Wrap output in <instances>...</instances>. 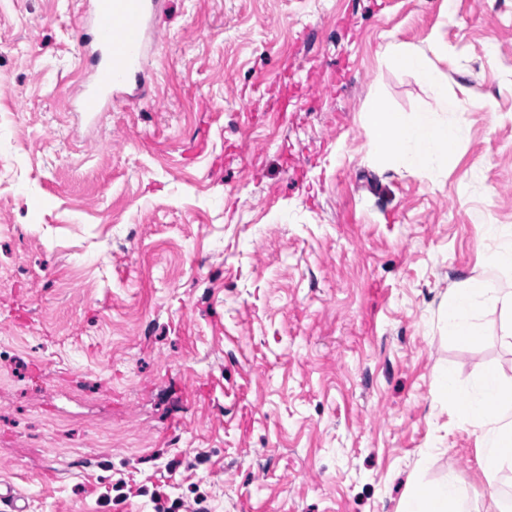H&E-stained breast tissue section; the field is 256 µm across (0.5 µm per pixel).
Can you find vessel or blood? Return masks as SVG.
Wrapping results in <instances>:
<instances>
[{"label": "vessel or blood", "mask_w": 512, "mask_h": 512, "mask_svg": "<svg viewBox=\"0 0 512 512\" xmlns=\"http://www.w3.org/2000/svg\"><path fill=\"white\" fill-rule=\"evenodd\" d=\"M157 8V0H92L83 25L94 47L95 78L80 95L81 112L102 111L112 94L139 80Z\"/></svg>", "instance_id": "b4317fda"}]
</instances>
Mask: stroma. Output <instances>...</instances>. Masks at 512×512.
I'll return each instance as SVG.
<instances>
[{"label":"stroma","mask_w":512,"mask_h":512,"mask_svg":"<svg viewBox=\"0 0 512 512\" xmlns=\"http://www.w3.org/2000/svg\"><path fill=\"white\" fill-rule=\"evenodd\" d=\"M89 8L0 0V482L28 512H397L452 471L512 512L435 378L512 384L511 316L467 346L439 322L469 279L512 284L479 249L512 227V0H162L144 91L96 117ZM390 41L459 104L428 173L363 123L436 103ZM382 56L386 64L413 73L430 86L438 87L442 84L440 73L429 66L419 53L411 50L403 43H388Z\"/></svg>","instance_id":"35a3bbf8"}]
</instances>
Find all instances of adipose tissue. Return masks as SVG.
I'll use <instances>...</instances> for the list:
<instances>
[{"label":"adipose tissue","mask_w":512,"mask_h":512,"mask_svg":"<svg viewBox=\"0 0 512 512\" xmlns=\"http://www.w3.org/2000/svg\"><path fill=\"white\" fill-rule=\"evenodd\" d=\"M386 64L418 76L430 86L442 83L440 73L417 52L399 42L388 43L382 53ZM448 95H440L434 108L402 118L374 104L365 115L374 150L391 163L414 172H428L453 156L459 130L438 120V113L457 112ZM493 308L512 314V289L477 279L453 289L441 310L442 330L449 339L467 345L480 334L473 313ZM460 418L481 433L479 468L484 486L495 490L505 467H512V387H504L495 372L481 377L475 393L460 400ZM399 512H471L469 498L461 490L455 473L437 481L411 479Z\"/></svg>","instance_id":"adipose-tissue-1"}]
</instances>
